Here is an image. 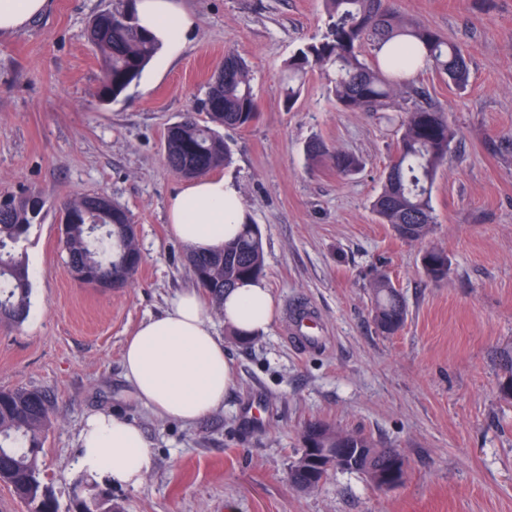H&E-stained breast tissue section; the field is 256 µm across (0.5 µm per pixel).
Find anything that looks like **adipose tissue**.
<instances>
[{
	"label": "adipose tissue",
	"instance_id": "ef3b65f1",
	"mask_svg": "<svg viewBox=\"0 0 512 512\" xmlns=\"http://www.w3.org/2000/svg\"><path fill=\"white\" fill-rule=\"evenodd\" d=\"M50 0H0V37L23 29L44 14ZM137 24L149 31L166 55L181 51L196 18L178 0H136ZM172 234L193 251L218 250L237 236L245 212L237 188L224 177L187 181L168 199ZM206 299L193 288L177 292L158 315L140 324L123 350L124 378L158 417L191 424L219 409L234 382L224 340L206 320ZM272 294L263 281L239 284L224 298L225 325L258 333L271 322ZM79 470L100 474L112 485L138 487L151 465L141 431L129 421L97 412L79 437Z\"/></svg>",
	"mask_w": 512,
	"mask_h": 512
}]
</instances>
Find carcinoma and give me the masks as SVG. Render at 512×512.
Listing matches in <instances>:
<instances>
[{"label": "carcinoma", "mask_w": 512, "mask_h": 512, "mask_svg": "<svg viewBox=\"0 0 512 512\" xmlns=\"http://www.w3.org/2000/svg\"><path fill=\"white\" fill-rule=\"evenodd\" d=\"M326 31L318 40L303 43L285 63L284 98L293 106L301 94L302 80L315 68L327 72L330 92L342 112H384L399 94L412 106L391 118L398 126L395 153L385 167L379 192L371 202L379 222L391 226L402 240L421 242L435 223L432 188L439 168L447 161L457 130L441 108L427 102L426 92L407 77L417 65L430 68L463 87L470 72L460 47L436 29L400 15L393 0H324ZM129 7L102 11L83 32L101 62V96L114 100L136 81L158 51L153 38L135 21L127 22ZM371 42L389 45L382 61L368 64L359 54ZM199 111L206 119L187 114L170 124L164 144L166 165L193 178L231 161L222 128H246L257 118L258 107L246 61L235 53L224 56V67L209 87ZM307 158H331L340 175L357 171L362 161L345 151L330 149L320 140L306 146ZM97 194H85L64 205L69 217L63 230L66 264L75 280L106 288L130 284L142 264L130 211L117 203L97 215L92 205ZM43 210L39 193L11 195L0 206V324H21L30 312L32 283L22 249L32 225ZM196 283L216 304L240 281L259 279L264 272L263 241L257 225L245 221L239 236L224 249L188 256ZM450 261L441 248L430 246L421 256V270L433 280L448 276ZM372 315L377 330L397 334L405 325L403 297L384 270L371 282ZM52 405L46 393L27 387L0 390V482L25 503L28 512H60L44 482L39 455L51 428ZM317 448H366L375 463L384 465L393 448H382L370 437L349 433L325 423L314 435ZM330 471L297 467L288 479L310 491L326 480ZM67 512H114L112 494L81 477L71 487Z\"/></svg>", "instance_id": "cac0c4a2"}]
</instances>
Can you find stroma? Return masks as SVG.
I'll list each match as a JSON object with an SVG mask.
<instances>
[{
	"label": "stroma",
	"instance_id": "obj_1",
	"mask_svg": "<svg viewBox=\"0 0 512 512\" xmlns=\"http://www.w3.org/2000/svg\"><path fill=\"white\" fill-rule=\"evenodd\" d=\"M125 0H52L0 40V192L38 191L42 220L24 244L33 275L24 323L0 325V388L46 392L53 425L40 455L61 508L70 506L79 432L93 412L138 426L151 450L143 484L112 492L115 512H512V0H396L467 58L466 87L430 69L413 80L457 130L438 171L436 222L424 243L398 239L370 201L397 140L380 115L341 112L326 74L308 73L284 104L285 61L320 36L322 0H183L197 18L183 50L155 55L116 100L99 96L88 21ZM247 62L259 117L224 129L238 189L264 243L273 319L250 346L234 341L216 305L206 315L226 346L235 385L222 408L186 425L146 409L123 378L122 353L144 320L194 287L187 248L169 231L166 201L184 183L164 161L169 125L204 99L226 51ZM313 139L359 157L353 175L311 163ZM103 192L129 209L143 265L128 287L90 288L62 252L60 208ZM444 249L446 278L421 272L424 246ZM387 270L405 300L394 336L372 319L371 279ZM309 304L327 338L302 353L288 311ZM371 436L409 464L404 483L374 490L335 471L301 491L288 469L307 422Z\"/></svg>",
	"mask_w": 512,
	"mask_h": 512
}]
</instances>
